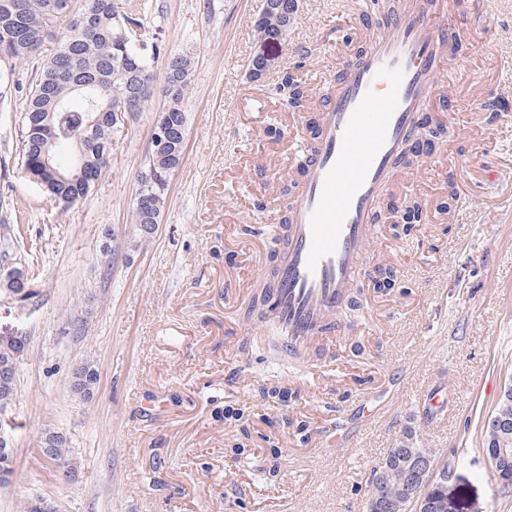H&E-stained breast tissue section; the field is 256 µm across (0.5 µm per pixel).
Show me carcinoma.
Here are the masks:
<instances>
[{
    "instance_id": "obj_1",
    "label": "carcinoma",
    "mask_w": 512,
    "mask_h": 512,
    "mask_svg": "<svg viewBox=\"0 0 512 512\" xmlns=\"http://www.w3.org/2000/svg\"><path fill=\"white\" fill-rule=\"evenodd\" d=\"M69 13V0H13L8 10L0 8V58L24 59L37 52L53 27ZM131 17L105 5L104 0H86L84 10L73 16L67 25V35L58 52L47 61L38 82L32 88L25 112L21 114L22 160L28 177L39 184L47 195L68 207L87 195L108 163L112 135L118 126L112 123V110L126 109L120 94L139 85L143 74L150 71L152 57L123 44V28ZM293 18L269 12L256 25L258 36L285 38ZM181 73V85L166 100L167 117L177 126L187 124L183 101L189 85L190 61L184 57L172 62ZM280 94L292 106L301 103L304 90L299 81L284 80ZM84 137L83 173L73 167H60L57 152L72 142L71 135ZM184 147L154 149L146 155L138 187L155 196V208L147 213L132 205L131 224L137 234L147 237L154 233L164 205L170 172L183 160ZM28 276L18 267L10 273L0 272V285L21 296L26 302L35 292L24 287ZM22 357L19 343L0 346V406H4L15 384ZM99 373L90 362L78 365L69 378L72 393L88 400L98 389ZM494 417L512 427V388L507 389ZM39 447L49 449L43 458L60 467L70 462L66 436L48 431ZM421 449L393 448L377 474L385 480L388 491L397 495L409 479L403 459Z\"/></svg>"
}]
</instances>
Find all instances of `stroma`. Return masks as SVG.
I'll use <instances>...</instances> for the list:
<instances>
[{
    "instance_id": "obj_1",
    "label": "stroma",
    "mask_w": 512,
    "mask_h": 512,
    "mask_svg": "<svg viewBox=\"0 0 512 512\" xmlns=\"http://www.w3.org/2000/svg\"><path fill=\"white\" fill-rule=\"evenodd\" d=\"M112 2L159 47L156 83L172 57L190 60L187 147L151 237L135 234L130 211L158 95L125 114L88 195L57 206L25 172L18 124L65 21L35 55L0 61V233L21 227L11 263L38 292L23 303L0 288V345H24L0 512L37 495L59 512H366L374 469L406 441L454 462L453 512H512L486 455L512 387V116L491 121L471 99L477 83L512 105V0H467L459 19L465 51L430 106L448 133L402 166L391 192L418 202L421 223L403 233L400 212L381 206L368 261L395 271L398 287L361 283V309L343 316L350 333L297 357L246 309L272 269L293 148L308 144L346 52L364 45V0H298L287 38L266 46L254 27L263 0ZM261 49L272 67L254 81ZM287 71L307 90L297 108L276 92ZM471 134L481 153L450 170L448 145ZM85 361L100 373L89 402L68 383ZM270 386L287 405L264 397ZM438 387L446 403L434 409L425 395ZM228 407L244 418L225 419ZM335 422L350 447H328ZM50 429L67 437L75 483L38 450Z\"/></svg>"
}]
</instances>
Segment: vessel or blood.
Returning a JSON list of instances; mask_svg holds the SVG:
<instances>
[{
	"instance_id": "1",
	"label": "vessel or blood",
	"mask_w": 512,
	"mask_h": 512,
	"mask_svg": "<svg viewBox=\"0 0 512 512\" xmlns=\"http://www.w3.org/2000/svg\"><path fill=\"white\" fill-rule=\"evenodd\" d=\"M455 35L448 0H405L372 24L367 47L329 80L301 186L288 200L278 287L264 316L287 349L304 353L343 334L337 315L368 275L374 217L406 140L422 133L443 46Z\"/></svg>"
}]
</instances>
